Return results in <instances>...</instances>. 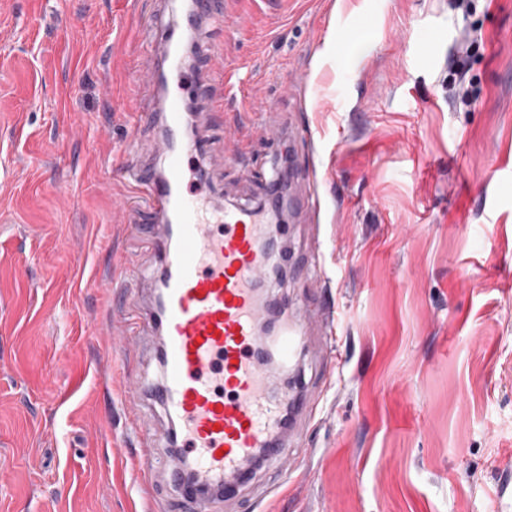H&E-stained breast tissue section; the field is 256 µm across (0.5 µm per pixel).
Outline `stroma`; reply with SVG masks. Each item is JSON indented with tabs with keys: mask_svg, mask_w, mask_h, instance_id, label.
<instances>
[{
	"mask_svg": "<svg viewBox=\"0 0 512 512\" xmlns=\"http://www.w3.org/2000/svg\"><path fill=\"white\" fill-rule=\"evenodd\" d=\"M218 112L196 113L219 202L266 201L285 131L277 238L322 273L269 281L304 306L313 412L288 457L220 512H512V0H226ZM153 0H0V512H170V425L130 377L156 263L119 173L153 132ZM476 94L449 88L448 62ZM127 209H120L119 200ZM341 312L325 371L322 309Z\"/></svg>",
	"mask_w": 512,
	"mask_h": 512,
	"instance_id": "obj_1",
	"label": "stroma"
}]
</instances>
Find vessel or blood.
<instances>
[{
    "mask_svg": "<svg viewBox=\"0 0 512 512\" xmlns=\"http://www.w3.org/2000/svg\"><path fill=\"white\" fill-rule=\"evenodd\" d=\"M224 0H190L180 21L151 24L156 46L147 60L152 75L141 122L160 129L158 163L125 169L128 182L147 199L146 229L158 253L151 286L157 303L140 320L159 331L162 383L151 399L179 431L178 467L170 473L180 512H210L207 487L233 499L249 480L255 454L271 463L288 450L283 410H310L308 392L295 390L288 405L269 397L276 373L293 369L308 343L300 318L262 336L263 314L255 288L258 273L280 253L261 210L220 207L190 191L186 171L204 158V138L184 142L182 82H189L202 110L220 94L212 61L223 29Z\"/></svg>",
    "mask_w": 512,
    "mask_h": 512,
    "instance_id": "1",
    "label": "vessel or blood"
}]
</instances>
